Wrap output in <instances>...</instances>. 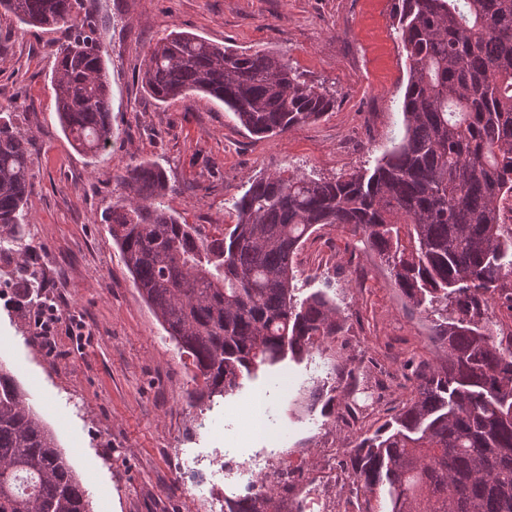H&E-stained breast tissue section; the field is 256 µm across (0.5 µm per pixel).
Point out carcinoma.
<instances>
[{"label": "carcinoma", "instance_id": "carcinoma-1", "mask_svg": "<svg viewBox=\"0 0 512 512\" xmlns=\"http://www.w3.org/2000/svg\"><path fill=\"white\" fill-rule=\"evenodd\" d=\"M0 9L26 26L70 30L52 76L61 127L86 154L112 146L108 70L85 0H0ZM397 30L409 62L405 135L373 170L258 177L233 203V228L203 238L165 208L159 164L142 161L123 177L133 195L112 204L108 228L136 288L191 359L194 406L345 335L326 293L299 296L294 260L319 227L349 229L434 316L441 352L416 369L413 398L339 462L358 512H512V336L482 317L490 301L512 302V226L500 221L512 198V0H401ZM140 79L163 103L207 94L259 136L336 103L273 52L186 32L147 52ZM28 157L0 106V254L21 258ZM19 288L39 301L36 273ZM261 488L262 502L227 498V512H266L258 507L275 489ZM0 512H91L54 432L1 363Z\"/></svg>", "mask_w": 512, "mask_h": 512}]
</instances>
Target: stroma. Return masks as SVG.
Listing matches in <instances>:
<instances>
[{"mask_svg": "<svg viewBox=\"0 0 512 512\" xmlns=\"http://www.w3.org/2000/svg\"><path fill=\"white\" fill-rule=\"evenodd\" d=\"M108 64L110 149H75L59 124L51 86L60 28H29L0 14V105L30 140L33 191L26 255L41 295L58 305L56 347L46 349L27 298L0 267V362L12 369L52 428L91 498L92 512H213L246 494L249 464L297 477L343 453L354 429L345 403H371V382L351 370L392 375L389 399L364 422L375 430L412 397L414 370L435 362L432 319L411 306L384 265L336 226L317 229L295 258L304 293L327 292L347 332L322 353L285 360L244 379L235 394L191 406L193 370L139 294L107 231L127 196L128 168L165 169V205L201 233L236 222L232 202L250 179L287 170L331 178L373 168L404 135L408 63L394 15L398 0H89ZM217 45L266 49L336 100L317 121L267 138L251 135L223 103L199 94L162 103L138 78L150 47L171 32ZM335 386L333 406L306 409L304 393ZM372 404V403H371Z\"/></svg>", "mask_w": 512, "mask_h": 512, "instance_id": "35a3bbf8", "label": "stroma"}]
</instances>
